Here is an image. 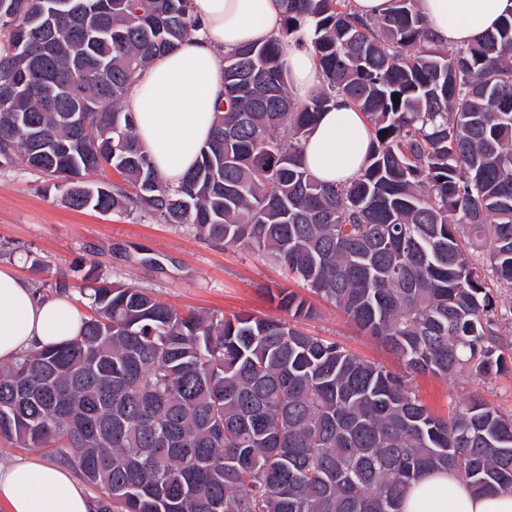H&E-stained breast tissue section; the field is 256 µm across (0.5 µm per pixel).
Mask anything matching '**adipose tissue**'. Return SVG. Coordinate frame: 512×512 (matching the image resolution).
<instances>
[{
    "label": "adipose tissue",
    "mask_w": 512,
    "mask_h": 512,
    "mask_svg": "<svg viewBox=\"0 0 512 512\" xmlns=\"http://www.w3.org/2000/svg\"><path fill=\"white\" fill-rule=\"evenodd\" d=\"M419 11L441 43L462 46L495 29L512 14V0H417ZM196 33L163 54L132 84L126 107L135 117L137 138L157 174L178 185L210 138L224 100V57L240 46L277 35L280 0H192ZM290 90L307 102L324 87L308 38L282 43ZM369 126L344 97L323 112L303 141L306 168L321 181L349 183L366 161ZM82 315L67 297L40 296L10 269L0 267V362L54 347L78 335ZM0 505L6 512H94L83 484L67 469L32 456L0 462ZM401 512H512V494L474 495L444 472L414 481Z\"/></svg>",
    "instance_id": "ef3b65f1"
}]
</instances>
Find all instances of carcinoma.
Here are the masks:
<instances>
[{"mask_svg": "<svg viewBox=\"0 0 512 512\" xmlns=\"http://www.w3.org/2000/svg\"><path fill=\"white\" fill-rule=\"evenodd\" d=\"M281 2L277 36L224 57V115L172 188L124 102L196 30L191 0H0V168L52 177L72 210L151 215L266 257L402 368L305 333L314 310L294 292L277 295L284 319L226 316L61 275L52 294L90 312L74 339L0 365V438L76 468L97 512H400L434 471L512 493V414L474 396L444 417L413 384L508 370L512 304L495 292H512V17L449 48L416 0L370 19L351 0ZM300 32L325 78L303 104L279 60ZM338 93L371 139L363 172L327 185L302 144Z\"/></svg>", "mask_w": 512, "mask_h": 512, "instance_id": "cac0c4a2", "label": "carcinoma"}]
</instances>
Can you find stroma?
Listing matches in <instances>:
<instances>
[{
  "mask_svg": "<svg viewBox=\"0 0 512 512\" xmlns=\"http://www.w3.org/2000/svg\"><path fill=\"white\" fill-rule=\"evenodd\" d=\"M0 266L13 269L44 297L50 294L53 272L77 281L92 271L146 289L177 308L215 314L276 317L280 310L274 292L307 293L270 260L202 240L190 227L112 211L71 210L51 177L22 164L0 169ZM312 304L316 314L303 321L305 332L398 368L390 350L361 333L335 306L317 297ZM415 386L442 415L475 394L512 413V369L483 380L465 374L448 380L420 375Z\"/></svg>",
  "mask_w": 512,
  "mask_h": 512,
  "instance_id": "35a3bbf8",
  "label": "stroma"
}]
</instances>
